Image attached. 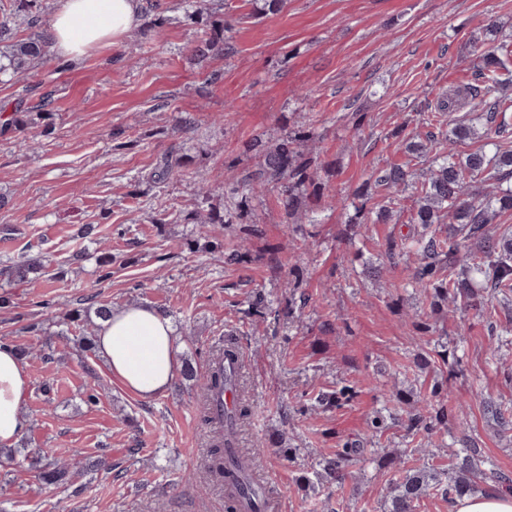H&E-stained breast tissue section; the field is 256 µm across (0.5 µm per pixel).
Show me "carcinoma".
I'll use <instances>...</instances> for the list:
<instances>
[{
  "label": "carcinoma",
  "instance_id": "cac0c4a2",
  "mask_svg": "<svg viewBox=\"0 0 512 512\" xmlns=\"http://www.w3.org/2000/svg\"><path fill=\"white\" fill-rule=\"evenodd\" d=\"M166 8L160 0H144L143 12L154 17V23L167 21ZM38 28L40 32L27 38L15 37L20 27ZM224 19L214 20L191 42L190 52L198 59H206L216 51L230 49V42L224 37ZM512 51L502 47L499 52H490L483 58L480 72L483 86H467L466 97L472 103L469 118L455 125L445 138L435 134L427 140L411 142L406 146V160L392 163L374 174V182L388 192V205L380 210V216L372 218L365 214L367 193L358 191L357 202L353 203L355 214L364 215L365 223L377 224L389 217L392 206L398 204L400 196L408 188L417 193V207L411 222L428 229L434 224L448 225V234H431L417 240L416 253L420 262L415 268L411 283L416 288L434 291V307L452 304L460 310H474L493 318L492 310L486 307L483 290L486 288H507L512 291V240L495 238L487 226L502 214L512 212V151L496 147V139L509 131L506 112L507 99L495 96L496 90L509 82V58ZM50 53L47 23L43 21L42 0H0V78L14 77L31 70ZM43 115L22 116L15 112L3 119L0 130L24 132L38 124ZM475 137L487 140L495 147L489 153L480 147L464 156L455 150L457 142ZM304 140L288 135L272 147L259 149V165L254 173L242 181L233 182L224 189V198L232 204L247 195L267 188L278 191L281 202L288 209V215H299L301 198L307 191L318 195L322 187L315 183L311 169L315 159L303 149ZM433 157H428L430 151ZM427 161V167L420 173L413 172L415 164ZM185 162L174 156H165L154 172V178L165 181L182 173ZM473 240L479 245V254L462 252V241ZM462 272H456L457 266ZM448 271V278H440L442 271ZM44 274V265L38 259L20 260L7 266L0 275L7 283H27ZM112 313V307L99 302L93 314L73 310L64 324H74L83 331L90 325L98 327L97 321L105 320ZM242 365L233 361L220 370H214L200 377L201 418L210 428L212 439L204 464L207 474L216 482L224 483L230 472L238 479L234 490L225 494L231 512H270L269 503L282 495L278 488L260 482L256 473L255 460L270 442L261 440L249 452L237 448L238 426L250 415L249 397L240 387ZM232 390L236 392L235 410L224 415L222 422H215L211 416V402L215 393ZM428 401L436 403L438 410L434 417H428L423 409L417 408L407 418L410 430L426 432L446 424L448 406L451 402L442 388L434 386ZM366 449L356 444H344L336 457H327L319 462L320 470L315 472L322 485L343 486L350 477L349 467L363 456ZM456 475L448 484L442 485L435 469L423 465L407 470L396 480L389 498L387 512H416L420 499L435 489L441 496L451 499L455 496H469L478 491V485L488 479L497 486L512 492V477L495 468L486 458L478 456L474 448H461L453 452ZM31 468L39 480L46 485H64L69 481V471L80 467L81 462L59 463L50 461L43 451H38L30 460Z\"/></svg>",
  "mask_w": 512,
  "mask_h": 512
}]
</instances>
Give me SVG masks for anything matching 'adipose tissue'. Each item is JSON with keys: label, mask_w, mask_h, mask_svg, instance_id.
Here are the masks:
<instances>
[{"label": "adipose tissue", "mask_w": 512, "mask_h": 512, "mask_svg": "<svg viewBox=\"0 0 512 512\" xmlns=\"http://www.w3.org/2000/svg\"><path fill=\"white\" fill-rule=\"evenodd\" d=\"M142 0H59L47 34L53 50L81 63L97 48L120 42L140 20ZM98 353L112 377L144 400L162 395L179 362L169 317L145 305L113 311L99 330ZM29 390L26 365L14 347L0 344V446H12L25 423L22 405Z\"/></svg>", "instance_id": "obj_1"}]
</instances>
